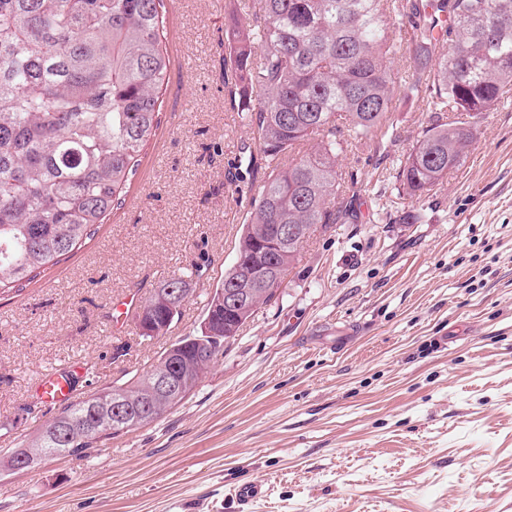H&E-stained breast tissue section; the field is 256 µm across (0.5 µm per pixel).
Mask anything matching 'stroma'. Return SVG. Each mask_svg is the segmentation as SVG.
<instances>
[{
    "instance_id": "stroma-1",
    "label": "stroma",
    "mask_w": 512,
    "mask_h": 512,
    "mask_svg": "<svg viewBox=\"0 0 512 512\" xmlns=\"http://www.w3.org/2000/svg\"><path fill=\"white\" fill-rule=\"evenodd\" d=\"M225 0H166L161 125L123 206L80 250L0 292V448L55 411L40 375L97 365L93 392L198 330L234 264L244 205L230 178L251 130L224 87ZM393 135L339 157L346 223L317 228L282 288L177 406L81 458L0 467V512H512V99L421 201L397 168L429 124L394 100ZM184 271L192 294L146 339L113 304ZM264 493V485L258 481L238 483L231 490L232 497L238 506V512H250L249 508L262 498Z\"/></svg>"
}]
</instances>
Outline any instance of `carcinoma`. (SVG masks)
Masks as SVG:
<instances>
[{"label": "carcinoma", "instance_id": "1", "mask_svg": "<svg viewBox=\"0 0 512 512\" xmlns=\"http://www.w3.org/2000/svg\"><path fill=\"white\" fill-rule=\"evenodd\" d=\"M165 0H0V288L31 282L91 238L124 201L144 144L156 134L171 67L163 47ZM409 56L396 72L395 60ZM224 83L258 145L264 170L249 200L237 254L277 224L306 232L339 224L343 116L352 140L384 137L397 94L427 99L432 123L396 172L418 200L460 167L476 136L472 120L512 97V0H258L240 15L224 11ZM470 117L459 120V113ZM304 240H288L281 277ZM259 295L234 315L213 309L211 330L232 339ZM141 324L161 331L162 307L147 299ZM69 401L0 466L44 449L42 460L85 456L123 433L112 416L94 421V438L67 434L72 421L118 395L137 404L152 374Z\"/></svg>", "mask_w": 512, "mask_h": 512}]
</instances>
